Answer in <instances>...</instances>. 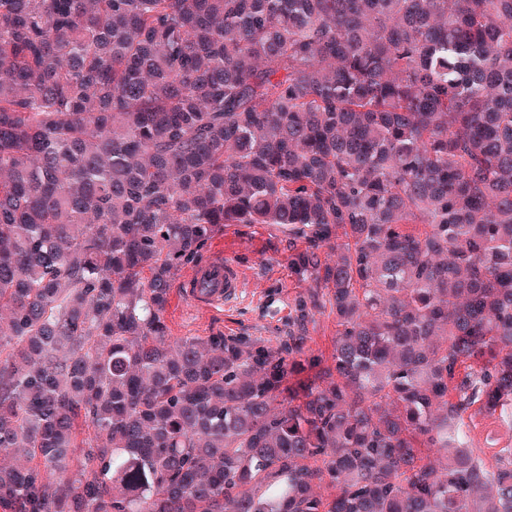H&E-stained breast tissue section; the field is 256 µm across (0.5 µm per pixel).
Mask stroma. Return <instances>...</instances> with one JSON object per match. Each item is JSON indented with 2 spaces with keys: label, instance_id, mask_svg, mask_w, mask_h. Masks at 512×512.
I'll return each instance as SVG.
<instances>
[{
  "label": "stroma",
  "instance_id": "stroma-1",
  "mask_svg": "<svg viewBox=\"0 0 512 512\" xmlns=\"http://www.w3.org/2000/svg\"><path fill=\"white\" fill-rule=\"evenodd\" d=\"M233 253L244 275L239 297L216 308L193 307L182 295L186 275H179L171 292L166 320L172 336H206L221 331L275 339L288 325L293 298L302 290L288 269V240L267 224H235L216 236L209 257ZM468 435L486 462L512 448V426L493 416L469 420Z\"/></svg>",
  "mask_w": 512,
  "mask_h": 512
}]
</instances>
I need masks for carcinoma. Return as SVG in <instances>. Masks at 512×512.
I'll return each instance as SVG.
<instances>
[{
    "label": "carcinoma",
    "instance_id": "carcinoma-1",
    "mask_svg": "<svg viewBox=\"0 0 512 512\" xmlns=\"http://www.w3.org/2000/svg\"><path fill=\"white\" fill-rule=\"evenodd\" d=\"M231 224L288 237V331L172 337ZM471 408L512 422V0H0V512H512ZM336 334V321L333 315L326 312L324 315H318L315 326L309 325L308 345L315 350L323 353L324 357L328 356L332 349V341Z\"/></svg>",
    "mask_w": 512,
    "mask_h": 512
}]
</instances>
